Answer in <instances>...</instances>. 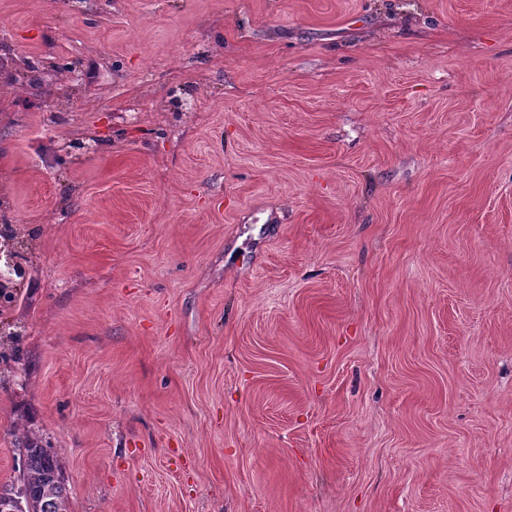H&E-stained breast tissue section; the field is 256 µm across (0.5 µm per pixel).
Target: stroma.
<instances>
[{"mask_svg":"<svg viewBox=\"0 0 512 512\" xmlns=\"http://www.w3.org/2000/svg\"><path fill=\"white\" fill-rule=\"evenodd\" d=\"M0 485L68 512H512V0H0ZM18 475L0 486V512H68L59 463L50 448L29 435L15 439Z\"/></svg>","mask_w":512,"mask_h":512,"instance_id":"1","label":"stroma"}]
</instances>
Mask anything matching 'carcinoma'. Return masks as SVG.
Wrapping results in <instances>:
<instances>
[{
  "label": "carcinoma",
  "mask_w": 512,
  "mask_h": 512,
  "mask_svg": "<svg viewBox=\"0 0 512 512\" xmlns=\"http://www.w3.org/2000/svg\"><path fill=\"white\" fill-rule=\"evenodd\" d=\"M18 475L0 486V512H68L59 463L50 449L28 435L15 439Z\"/></svg>",
  "instance_id": "obj_1"
}]
</instances>
